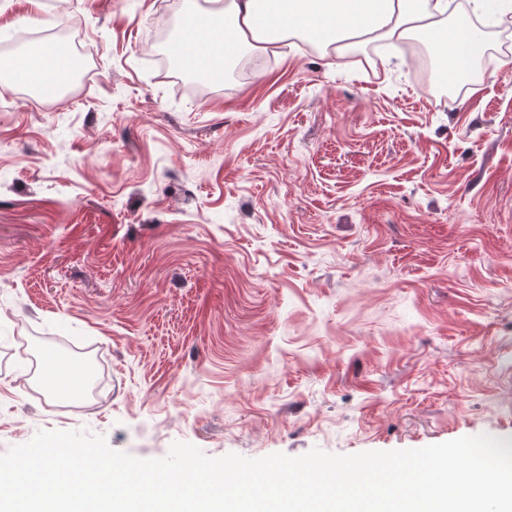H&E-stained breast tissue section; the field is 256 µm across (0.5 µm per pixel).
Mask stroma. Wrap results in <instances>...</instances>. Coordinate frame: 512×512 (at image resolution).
<instances>
[{
    "label": "stroma",
    "mask_w": 512,
    "mask_h": 512,
    "mask_svg": "<svg viewBox=\"0 0 512 512\" xmlns=\"http://www.w3.org/2000/svg\"><path fill=\"white\" fill-rule=\"evenodd\" d=\"M203 0H6L85 84L0 82V455L37 431L260 458L512 441V78L293 39L201 87ZM46 350L108 394L53 393Z\"/></svg>",
    "instance_id": "stroma-1"
}]
</instances>
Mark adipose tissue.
<instances>
[{
  "label": "adipose tissue",
  "instance_id": "1",
  "mask_svg": "<svg viewBox=\"0 0 512 512\" xmlns=\"http://www.w3.org/2000/svg\"><path fill=\"white\" fill-rule=\"evenodd\" d=\"M482 0L467 10L451 9L449 0H224L222 8L201 15L188 11L177 42L179 54L197 48L210 64L221 67L245 51L264 46L257 33L282 36L302 33L333 46L345 59L347 40L406 41L424 34L435 54L447 59L455 81H467L484 44L475 35L472 17Z\"/></svg>",
  "mask_w": 512,
  "mask_h": 512
}]
</instances>
